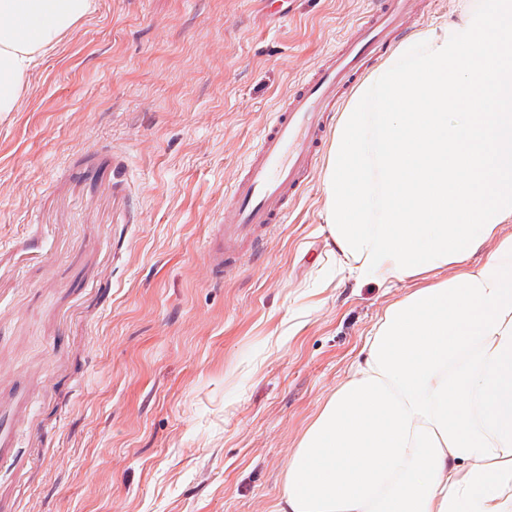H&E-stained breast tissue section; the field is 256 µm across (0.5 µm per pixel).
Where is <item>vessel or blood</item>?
I'll use <instances>...</instances> for the list:
<instances>
[{
  "label": "vessel or blood",
  "instance_id": "b4317fda",
  "mask_svg": "<svg viewBox=\"0 0 512 512\" xmlns=\"http://www.w3.org/2000/svg\"><path fill=\"white\" fill-rule=\"evenodd\" d=\"M413 0H371L341 46L324 56L273 112L249 159L227 189L207 245L210 278L219 283L244 242L261 249L263 229L283 223L290 202L316 165L330 116L373 60L407 29ZM24 398L0 402V459L14 452Z\"/></svg>",
  "mask_w": 512,
  "mask_h": 512
}]
</instances>
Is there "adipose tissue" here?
Masks as SVG:
<instances>
[{"label":"adipose tissue","mask_w":512,"mask_h":512,"mask_svg":"<svg viewBox=\"0 0 512 512\" xmlns=\"http://www.w3.org/2000/svg\"><path fill=\"white\" fill-rule=\"evenodd\" d=\"M354 91L323 177L356 280L412 281L274 512H512V0H453ZM95 0H0V112Z\"/></svg>","instance_id":"obj_1"}]
</instances>
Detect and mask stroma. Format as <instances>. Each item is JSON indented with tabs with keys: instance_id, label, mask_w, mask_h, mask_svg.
<instances>
[{
	"instance_id": "stroma-1",
	"label": "stroma",
	"mask_w": 512,
	"mask_h": 512,
	"mask_svg": "<svg viewBox=\"0 0 512 512\" xmlns=\"http://www.w3.org/2000/svg\"><path fill=\"white\" fill-rule=\"evenodd\" d=\"M367 0H97L0 112L6 512H273L402 283H356L324 166L211 282L224 192ZM25 404L22 396L11 402H0V459L14 453V434L24 420L22 407Z\"/></svg>"
}]
</instances>
